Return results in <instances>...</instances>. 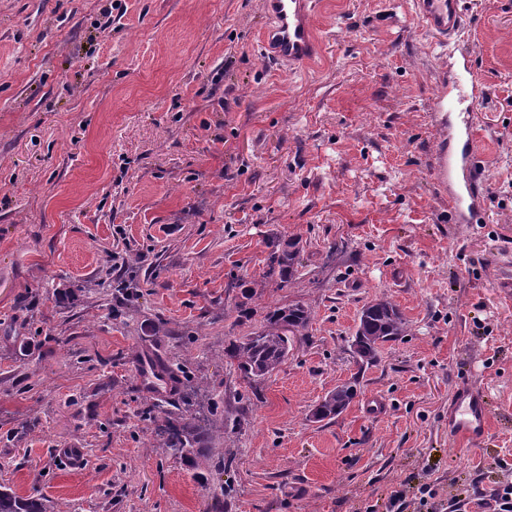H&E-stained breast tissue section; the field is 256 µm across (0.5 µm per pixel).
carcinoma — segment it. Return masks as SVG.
<instances>
[{
	"instance_id": "1",
	"label": "carcinoma",
	"mask_w": 512,
	"mask_h": 512,
	"mask_svg": "<svg viewBox=\"0 0 512 512\" xmlns=\"http://www.w3.org/2000/svg\"><path fill=\"white\" fill-rule=\"evenodd\" d=\"M299 254V241L294 238L275 243L261 279L241 281L243 297L255 296L257 289L265 287L267 279L275 277L282 283H291L298 273ZM311 316V308L301 302L269 307L260 327L232 343L225 354L236 364L243 379L258 383L279 369L288 356L289 335L306 330ZM408 328V320L389 298L380 296L366 304L360 312L354 336L357 363L362 368L377 363L380 346L407 335ZM357 385L355 378L329 391L312 409V418L321 422L340 415L356 397ZM198 434L199 429L191 421L171 424L165 445L182 456L197 455ZM0 512L49 510L41 498H20L4 488L0 490Z\"/></svg>"
}]
</instances>
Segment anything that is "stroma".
Listing matches in <instances>:
<instances>
[{
    "instance_id": "1",
    "label": "stroma",
    "mask_w": 512,
    "mask_h": 512,
    "mask_svg": "<svg viewBox=\"0 0 512 512\" xmlns=\"http://www.w3.org/2000/svg\"><path fill=\"white\" fill-rule=\"evenodd\" d=\"M317 3L323 56L289 71L259 52L260 0H0L1 486L54 512H385L410 483L512 472V0H467L460 40L487 87L476 224L434 174L456 64L413 0ZM291 238L293 283L244 298ZM382 294L408 336L362 369L352 337ZM292 302L308 329L248 383L225 349ZM158 359L194 387L149 393ZM464 383L489 397L478 447L448 440ZM193 405L208 435L185 459L155 428ZM358 380L344 382L329 391L312 409V418L316 422L333 419L345 411L357 395Z\"/></svg>"
}]
</instances>
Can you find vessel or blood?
I'll list each match as a JSON object with an SVG mask.
<instances>
[{
	"label": "vessel or blood",
	"instance_id": "obj_1",
	"mask_svg": "<svg viewBox=\"0 0 512 512\" xmlns=\"http://www.w3.org/2000/svg\"><path fill=\"white\" fill-rule=\"evenodd\" d=\"M422 26L443 43L461 32L465 21V0H415ZM315 0H262L266 24L260 38L263 55L287 67L314 64L322 54V43L314 29ZM459 76L437 97L435 108L453 114L448 139L436 167V178L448 188V200L457 223H476L484 207L483 177L477 168L480 155L472 133L471 112L486 96L472 77V60L461 52L456 56ZM489 411L486 393L473 385H459L448 405V436L481 445L488 433Z\"/></svg>",
	"mask_w": 512,
	"mask_h": 512
}]
</instances>
